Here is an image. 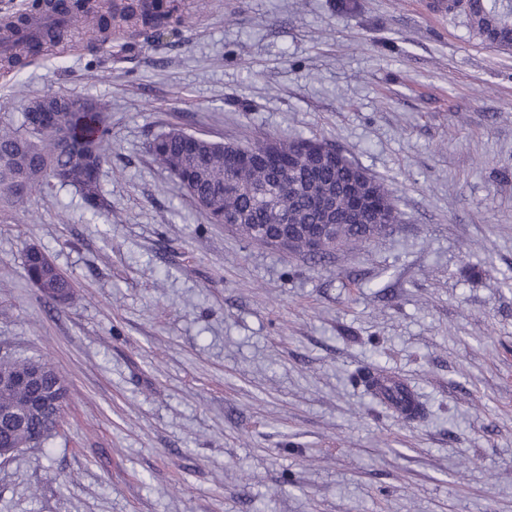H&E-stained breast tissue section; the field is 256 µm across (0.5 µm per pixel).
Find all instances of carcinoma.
<instances>
[{
  "label": "carcinoma",
  "instance_id": "cac0c4a2",
  "mask_svg": "<svg viewBox=\"0 0 512 512\" xmlns=\"http://www.w3.org/2000/svg\"><path fill=\"white\" fill-rule=\"evenodd\" d=\"M88 0H38L33 11L3 22L4 40L14 52L5 57L9 66L22 64L23 54L58 46L66 33L86 26ZM112 41L132 47L141 36L157 35L186 23L179 0H112ZM469 27L481 41L498 38V48L512 50V0H485V8L466 13ZM55 97L31 99L19 123L0 124V199L15 205L36 187L50 184L62 173L61 186L78 190L94 211L104 208L100 187L102 168L110 162L112 136L99 104L75 100L64 124L32 126L30 115L49 106ZM320 140L297 136L278 140L272 155L257 156L259 146L221 143L173 128L149 144V152L185 190L211 224H233L246 240L264 244L266 227L292 224L304 232L320 224H335L336 244L319 254L325 259L344 245H359L385 235L386 225L397 223L392 196L377 183L360 196L365 223L350 219L353 201L344 189L362 165L340 154L322 161L314 145ZM27 280L40 283L42 295L64 303L74 285L40 249L30 247L24 256ZM32 360L9 354L0 356V382L24 375ZM387 401L406 421L421 418L423 408L407 387L385 389ZM0 407L13 411L14 419L0 421V448L22 451L39 448L57 427L59 416L30 407L25 388L0 391Z\"/></svg>",
  "mask_w": 512,
  "mask_h": 512
}]
</instances>
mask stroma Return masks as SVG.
Wrapping results in <instances>:
<instances>
[{"label":"stroma","instance_id":"obj_1","mask_svg":"<svg viewBox=\"0 0 512 512\" xmlns=\"http://www.w3.org/2000/svg\"><path fill=\"white\" fill-rule=\"evenodd\" d=\"M190 3L163 37L0 76V122L91 98L116 141L99 219L70 186L0 206V355L69 388L0 461V512H512V52L432 0ZM173 128L323 140L399 222L323 264L249 242L149 154ZM31 246L71 300L26 279ZM374 364L425 419L352 382ZM387 401L395 412L405 421H414L421 418L423 408L417 397L407 387L397 385L385 389Z\"/></svg>","mask_w":512,"mask_h":512}]
</instances>
